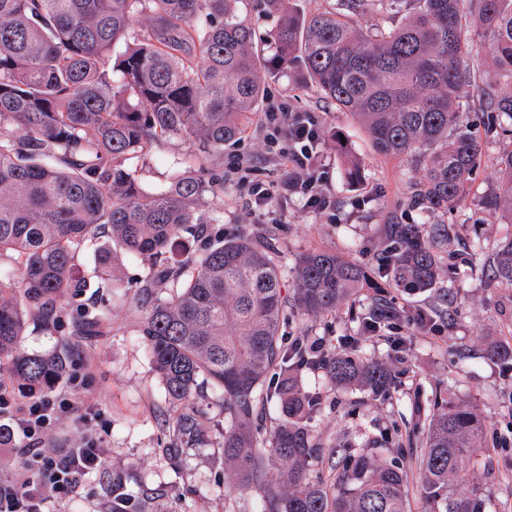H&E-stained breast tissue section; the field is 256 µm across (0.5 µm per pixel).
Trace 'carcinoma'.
I'll use <instances>...</instances> for the list:
<instances>
[{"label":"carcinoma","instance_id":"carcinoma-1","mask_svg":"<svg viewBox=\"0 0 512 512\" xmlns=\"http://www.w3.org/2000/svg\"><path fill=\"white\" fill-rule=\"evenodd\" d=\"M364 0L298 12L291 0H0V374L24 397L52 389L66 358L18 349L27 321H62L64 302L92 287L80 273L96 249L106 283L112 247L152 260L140 288L139 336L168 397L182 405L168 421L171 449L209 444L198 399L210 389L224 406V486L260 492V512H409L408 471L367 454L344 455L326 478L308 464L323 446L305 421L321 396L301 383L304 369L339 385L390 393L389 368L368 360L352 339L342 352L315 354L283 336L288 299L309 318L336 313L367 278L366 266L324 250L299 258L292 296L280 252L245 233L224 238V179L213 173L224 146L267 95L266 73L301 71L323 98L354 117L382 157H410L417 198L431 212L462 196L482 160L476 132L462 123L460 58L490 60L492 79L474 80L485 132L512 136V0H378L404 13L381 33L353 26ZM277 18L265 36L246 19ZM269 45L275 53L264 54ZM180 139L197 162L177 159L168 184L148 192L132 161ZM484 208L512 207V151L498 157ZM209 230L212 243H191ZM434 224H393L378 274L406 289L432 288L445 275ZM494 275L512 286V237L498 246ZM170 289L168 297L155 288ZM79 308L77 333L108 319L93 297ZM398 313L375 307L374 331ZM278 423L260 447L269 404ZM485 423L465 401L444 400L412 449L423 512H487L470 482L473 448ZM281 462L277 474L269 460ZM112 512H158V495L112 491Z\"/></svg>","mask_w":512,"mask_h":512}]
</instances>
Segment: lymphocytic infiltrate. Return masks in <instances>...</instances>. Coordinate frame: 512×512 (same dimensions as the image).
Instances as JSON below:
<instances>
[{
    "mask_svg": "<svg viewBox=\"0 0 512 512\" xmlns=\"http://www.w3.org/2000/svg\"><path fill=\"white\" fill-rule=\"evenodd\" d=\"M262 126L270 154L288 172L277 192L301 195L309 207L327 209L330 200L315 170L320 130L314 115L274 104L264 113ZM75 411L68 398L17 400L12 381L0 375V415L6 418L0 445L12 450L19 463L13 476L0 478V512H43L48 497L68 498L98 465L103 448L95 436L63 454L43 443L50 421Z\"/></svg>",
    "mask_w": 512,
    "mask_h": 512,
    "instance_id": "lymphocytic-infiltrate-1",
    "label": "lymphocytic infiltrate"
}]
</instances>
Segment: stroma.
<instances>
[{
  "label": "stroma",
  "mask_w": 512,
  "mask_h": 512,
  "mask_svg": "<svg viewBox=\"0 0 512 512\" xmlns=\"http://www.w3.org/2000/svg\"><path fill=\"white\" fill-rule=\"evenodd\" d=\"M266 86L268 101H283L317 116L331 205L317 211L299 196H275L262 215L254 214L248 182L269 185L285 175L270 159L255 118L238 142L224 148L219 173L224 178L225 234L244 230L258 239H273L290 266L303 253L319 249L365 262L373 270L386 245L387 225L429 222L448 231L441 255L449 272L435 288L413 294L381 279L334 315L311 320L289 313L286 335L304 334L324 341L331 350L357 338L365 357L386 362L394 374L390 394L382 399L366 386H340L323 372H303L307 390L322 396L319 409L307 421L309 428L324 445L345 440L353 454L368 450L377 460L397 461L411 446L417 412L427 408L434 392L467 401L488 427L477 452L475 485L488 496L490 512H512V360L487 355L494 345L512 344V287L493 279L490 269L497 246L512 236V211H489L482 204L484 195L497 186L498 173L489 164L451 212L427 213L411 202L413 163L377 155L361 127L336 111L302 72L270 73ZM195 151L194 145L170 141L152 156L149 166L138 167L143 187L158 190L170 161ZM349 154L361 163L355 182L345 174ZM239 155L248 157L251 168L245 183L232 168ZM149 266L142 259H119L113 269L117 287L100 289L97 295L98 305L111 317L96 335H74L75 312L70 309L56 331H46L32 319L20 338V349L29 354H52L65 343L71 347L66 372L51 393L74 399L78 411L52 420L45 441L64 453L83 446L92 434L105 446L98 468L75 488L65 506L51 500L45 508L103 512L112 498V482L119 479L129 494L157 493L162 512H259L255 490L234 492L224 487V413L212 392H205L202 400L209 445L178 456L166 452V422L181 406L166 396L138 334V292ZM442 294L448 301L434 317L436 331L407 325L395 330L385 324L369 332L363 327L376 299L386 300L401 316L412 317L429 310Z\"/></svg>",
  "instance_id": "35a3bbf8"
}]
</instances>
